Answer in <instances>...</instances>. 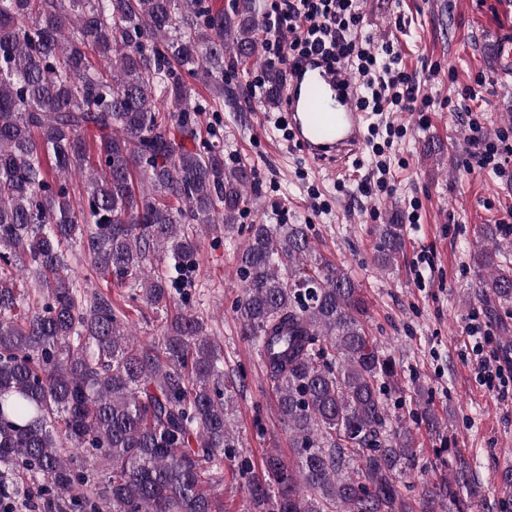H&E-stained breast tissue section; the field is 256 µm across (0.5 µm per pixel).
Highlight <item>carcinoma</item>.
I'll list each match as a JSON object with an SVG mask.
<instances>
[{"label":"carcinoma","mask_w":512,"mask_h":512,"mask_svg":"<svg viewBox=\"0 0 512 512\" xmlns=\"http://www.w3.org/2000/svg\"><path fill=\"white\" fill-rule=\"evenodd\" d=\"M264 0H0V512H224L238 441L222 354L207 320L179 311L162 346L65 271L79 243L94 274L168 313L189 287L197 233L236 246L243 334L259 353L294 458L262 477L239 465L250 512H438L471 488L470 461L417 505L400 492L412 431L386 434L398 385L367 328L361 288L316 253L308 224L244 226L259 194L250 163L201 138L199 115L239 112V69L262 55ZM203 85L202 102L195 86ZM82 180L75 190L74 177ZM470 254L483 297L512 303V263L483 224ZM405 225H375V262L404 256ZM163 252L167 268L149 270ZM35 277L31 297L17 280Z\"/></svg>","instance_id":"obj_1"}]
</instances>
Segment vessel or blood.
Wrapping results in <instances>:
<instances>
[{"label":"vessel or blood","mask_w":512,"mask_h":512,"mask_svg":"<svg viewBox=\"0 0 512 512\" xmlns=\"http://www.w3.org/2000/svg\"><path fill=\"white\" fill-rule=\"evenodd\" d=\"M357 83L345 66L320 54L301 58L288 73L284 118L312 166L344 174L362 149L368 113L356 103Z\"/></svg>","instance_id":"vessel-or-blood-1"}]
</instances>
